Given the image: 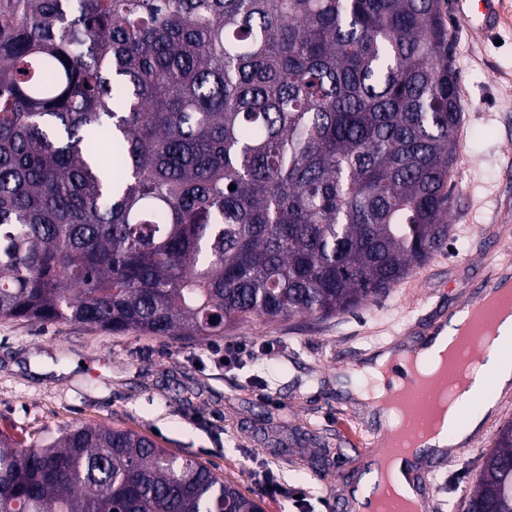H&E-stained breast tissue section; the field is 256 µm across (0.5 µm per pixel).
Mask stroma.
Segmentation results:
<instances>
[{
    "mask_svg": "<svg viewBox=\"0 0 512 512\" xmlns=\"http://www.w3.org/2000/svg\"><path fill=\"white\" fill-rule=\"evenodd\" d=\"M452 47L464 120L443 250L353 311L254 319L205 340L0 319V431L31 448L80 425L129 428L261 495L265 512H344L384 426L380 408L354 394L352 370L422 343L512 256V22L494 37L455 31ZM238 343L254 352L246 366H216L212 349ZM509 421L512 392L496 394L481 429L430 478L427 512H463ZM269 473L300 498L264 495Z\"/></svg>",
    "mask_w": 512,
    "mask_h": 512,
    "instance_id": "1",
    "label": "stroma"
}]
</instances>
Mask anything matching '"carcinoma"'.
Masks as SVG:
<instances>
[{
    "mask_svg": "<svg viewBox=\"0 0 512 512\" xmlns=\"http://www.w3.org/2000/svg\"><path fill=\"white\" fill-rule=\"evenodd\" d=\"M460 123L441 0H15L0 319L208 339L374 302L448 242ZM20 447L0 512H263L135 430ZM466 509L512 512L511 422Z\"/></svg>",
    "mask_w": 512,
    "mask_h": 512,
    "instance_id": "obj_1",
    "label": "carcinoma"
}]
</instances>
